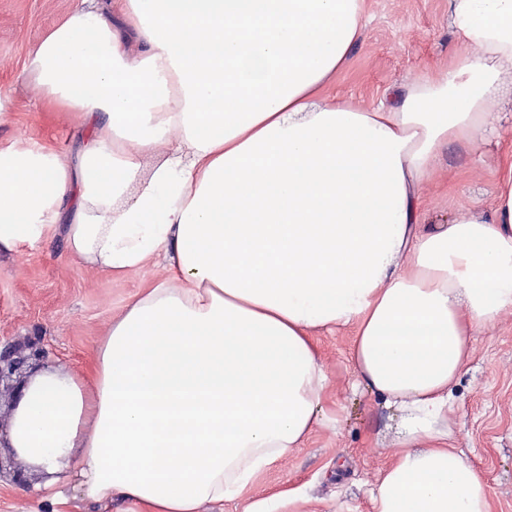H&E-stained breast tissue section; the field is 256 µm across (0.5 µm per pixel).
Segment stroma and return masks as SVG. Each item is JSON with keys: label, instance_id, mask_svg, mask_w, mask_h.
<instances>
[{"label": "stroma", "instance_id": "1", "mask_svg": "<svg viewBox=\"0 0 512 512\" xmlns=\"http://www.w3.org/2000/svg\"><path fill=\"white\" fill-rule=\"evenodd\" d=\"M73 0H0V84L9 86L0 141L47 137L70 144V119L47 122L34 108L37 90L25 63L42 36L71 10ZM370 17L356 49L323 87L325 96L363 107L439 67L455 63L460 46L448 16V0H366ZM496 135L479 141L473 155L448 163V171L422 190L430 215L461 207L490 208L498 170L512 151V85L496 103ZM166 277V263L109 277L77 265L61 244L0 257V346L36 345L43 365L86 377L112 320L142 289ZM353 332L321 331L314 343L328 377L319 414L304 448L257 473L247 494L262 499L295 492L296 512H369L367 490L391 461L380 437L390 420L377 399L353 392L349 359ZM451 415L456 448L483 473L492 512H512V316L478 336L455 388ZM74 471L48 487L43 479L21 487L0 479V512H85Z\"/></svg>", "mask_w": 512, "mask_h": 512}]
</instances>
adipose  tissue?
I'll return each instance as SVG.
<instances>
[{"mask_svg": "<svg viewBox=\"0 0 512 512\" xmlns=\"http://www.w3.org/2000/svg\"><path fill=\"white\" fill-rule=\"evenodd\" d=\"M448 14L454 66L365 108L320 94L365 0H75L26 68L77 143L0 144V256L58 240L109 276L160 255L169 275L90 377L30 376L0 440L48 473L76 457L97 506L285 512L246 490L319 421L314 332L350 327L356 382L396 420L371 512H491L450 415L473 336L512 315V156L490 211L428 224L422 189L489 125L512 0Z\"/></svg>", "mask_w": 512, "mask_h": 512, "instance_id": "adipose-tissue-1", "label": "adipose tissue"}]
</instances>
